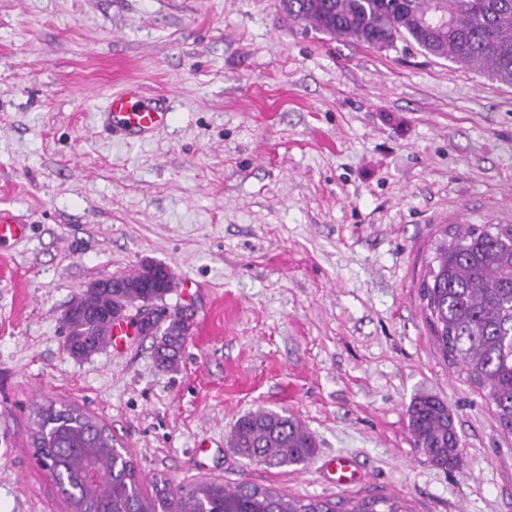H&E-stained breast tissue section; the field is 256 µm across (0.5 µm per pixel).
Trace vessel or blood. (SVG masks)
Masks as SVG:
<instances>
[{
    "mask_svg": "<svg viewBox=\"0 0 512 512\" xmlns=\"http://www.w3.org/2000/svg\"><path fill=\"white\" fill-rule=\"evenodd\" d=\"M107 132L127 140H143L170 119L165 98L145 96L138 85L129 83L108 98L103 109ZM26 224L12 213L0 210V241L24 237Z\"/></svg>",
    "mask_w": 512,
    "mask_h": 512,
    "instance_id": "obj_1",
    "label": "vessel or blood"
}]
</instances>
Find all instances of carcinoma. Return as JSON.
<instances>
[{
  "instance_id": "carcinoma-1",
  "label": "carcinoma",
  "mask_w": 512,
  "mask_h": 512,
  "mask_svg": "<svg viewBox=\"0 0 512 512\" xmlns=\"http://www.w3.org/2000/svg\"><path fill=\"white\" fill-rule=\"evenodd\" d=\"M288 17L336 38L379 49L411 40L424 52L480 69L512 85V0H282ZM173 288L170 267L143 265L100 280L66 315V346L76 357L104 349L112 317L137 302L155 304ZM426 318L444 358L494 408L499 428L512 435V224L467 225L441 241L419 284ZM142 324L160 337L159 365L175 366L191 335L181 310ZM414 448L432 465L457 469L460 438L448 403L420 396L408 407ZM30 440L52 472L71 512H410L395 496L359 498L339 511L328 500L280 492L242 481L201 478L173 487L155 476L141 489L131 458L112 430L83 408L46 400L33 409ZM227 447L269 467L305 465L316 440L288 411L258 410L237 418Z\"/></svg>"
}]
</instances>
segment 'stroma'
Masks as SVG:
<instances>
[{
  "label": "stroma",
  "mask_w": 512,
  "mask_h": 512,
  "mask_svg": "<svg viewBox=\"0 0 512 512\" xmlns=\"http://www.w3.org/2000/svg\"><path fill=\"white\" fill-rule=\"evenodd\" d=\"M139 83L172 113L145 142L101 131ZM0 512H70L29 437L34 403L100 418L144 478L271 485L412 512H512V436L430 333L419 284L438 241L512 224V85L425 53L292 20L280 0H0ZM170 267L192 316L176 368L133 334L85 359L63 315L96 281ZM447 401L464 464L417 452L407 408ZM285 410L307 466L226 446L233 422ZM350 457L345 489L329 470ZM27 224L12 213L0 210V241L18 240L25 236Z\"/></svg>",
  "instance_id": "stroma-1"
}]
</instances>
